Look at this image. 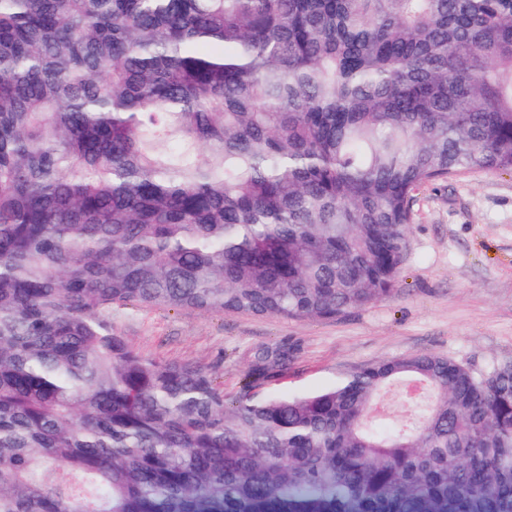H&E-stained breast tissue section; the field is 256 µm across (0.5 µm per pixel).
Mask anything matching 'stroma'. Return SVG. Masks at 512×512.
Returning <instances> with one entry per match:
<instances>
[{
	"label": "stroma",
	"instance_id": "35a3bbf8",
	"mask_svg": "<svg viewBox=\"0 0 512 512\" xmlns=\"http://www.w3.org/2000/svg\"><path fill=\"white\" fill-rule=\"evenodd\" d=\"M112 327L140 354L205 367L239 392L248 353L288 350L287 370L254 383L262 396L328 387L380 360L434 352L485 369L512 358V174L479 172L418 190L396 291L333 319L125 306Z\"/></svg>",
	"mask_w": 512,
	"mask_h": 512
}]
</instances>
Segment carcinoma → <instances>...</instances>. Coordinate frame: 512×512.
<instances>
[{
  "label": "carcinoma",
  "instance_id": "cac0c4a2",
  "mask_svg": "<svg viewBox=\"0 0 512 512\" xmlns=\"http://www.w3.org/2000/svg\"><path fill=\"white\" fill-rule=\"evenodd\" d=\"M485 171L512 0H0V512H512L511 361L228 398L112 329L362 308L414 193ZM408 382L410 419L372 414Z\"/></svg>",
  "mask_w": 512,
  "mask_h": 512
}]
</instances>
